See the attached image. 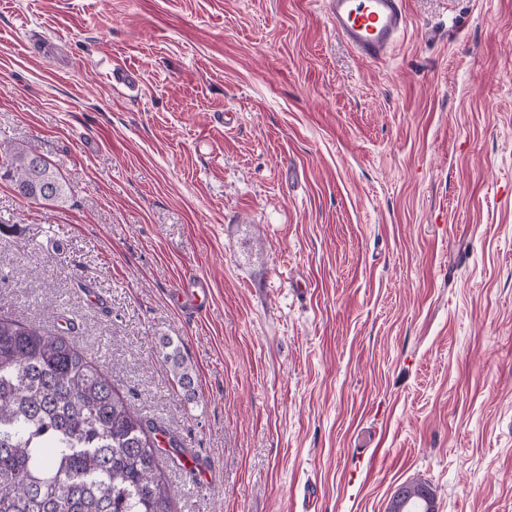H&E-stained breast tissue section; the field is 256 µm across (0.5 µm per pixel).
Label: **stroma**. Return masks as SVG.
<instances>
[{"instance_id": "1", "label": "stroma", "mask_w": 512, "mask_h": 512, "mask_svg": "<svg viewBox=\"0 0 512 512\" xmlns=\"http://www.w3.org/2000/svg\"><path fill=\"white\" fill-rule=\"evenodd\" d=\"M405 8L372 63L326 0H0V150L70 188L0 177V314L198 450L178 512H512V0ZM0 153V168H5L3 176L11 180L22 197L33 201L67 202V184L35 149L6 150L4 155L2 151ZM36 159L39 160L38 166L34 165ZM167 363L171 364L174 376L178 379L179 385L187 392H193V368L186 363L185 358L181 355L180 348L176 346L171 353L165 355ZM402 493L406 498H411V508L417 509L413 507L422 497L430 496L434 499V494L432 493L431 488L424 482H414L406 484L397 491ZM403 495L395 496L389 507V512H403L408 511L407 504L403 503Z\"/></svg>"}]
</instances>
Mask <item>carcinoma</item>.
Returning <instances> with one entry per match:
<instances>
[{
	"label": "carcinoma",
	"mask_w": 512,
	"mask_h": 512,
	"mask_svg": "<svg viewBox=\"0 0 512 512\" xmlns=\"http://www.w3.org/2000/svg\"><path fill=\"white\" fill-rule=\"evenodd\" d=\"M3 176L33 201L67 202V184L35 149L0 155ZM179 385L193 368L180 348L165 355ZM112 377L54 331L0 314V512H177L162 475L157 433ZM416 504L424 482L400 487Z\"/></svg>",
	"instance_id": "cac0c4a2"
}]
</instances>
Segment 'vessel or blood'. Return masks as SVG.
<instances>
[{
  "mask_svg": "<svg viewBox=\"0 0 512 512\" xmlns=\"http://www.w3.org/2000/svg\"><path fill=\"white\" fill-rule=\"evenodd\" d=\"M327 17L331 29L370 60L387 56L408 23L404 0H328Z\"/></svg>",
  "mask_w": 512,
  "mask_h": 512,
  "instance_id": "vessel-or-blood-1",
  "label": "vessel or blood"
}]
</instances>
